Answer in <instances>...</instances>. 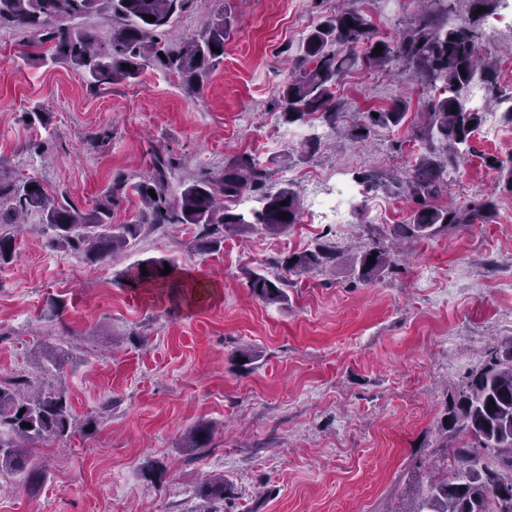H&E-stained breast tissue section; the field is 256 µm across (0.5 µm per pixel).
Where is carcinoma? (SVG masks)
<instances>
[{
    "mask_svg": "<svg viewBox=\"0 0 512 512\" xmlns=\"http://www.w3.org/2000/svg\"><path fill=\"white\" fill-rule=\"evenodd\" d=\"M185 2L0 0V25L39 34L42 43L48 45L46 58L50 62L84 73L92 86L131 81L155 65L178 74L185 90L197 94L224 58L222 49L231 30V17L224 10V0H215V9L202 30L171 47L161 36ZM426 2L411 27L394 40L377 37L371 20L354 8L321 21L305 36L302 54L280 95L286 122L302 124L308 116L318 114L326 125L337 129L343 104L335 99L332 89L360 61L370 66L394 62L434 90L424 103L421 121L414 126L413 138L419 142V150L404 176L391 181L413 203L407 222L392 225L391 237L400 241L425 240L450 226L484 224L496 215V202L488 195L458 208L434 203L448 193V180L464 154L462 147L470 145L484 121V112L467 106L462 93L476 78L492 95L497 86L492 66L482 62L478 54L479 34L474 23L456 18L459 0ZM103 9L112 14L106 40L92 29L71 25ZM147 16L155 17V21L145 20ZM378 45L383 50L376 54ZM213 46L220 52L212 51ZM124 64L129 68H122ZM405 117L404 104L397 103L376 117L370 112L362 114L344 134L364 142L374 128H395ZM175 170L173 159L157 152L151 173L135 184L146 207L142 224H194L200 252L220 247L226 234L263 230L280 235L300 222L301 196L295 184L288 181L278 189L270 187L266 169L250 155L237 157L222 173L202 170L179 181V192L172 198L168 189ZM358 176L361 209L386 183L374 171ZM150 189L156 197H151ZM123 190L124 182L114 183L103 200L84 211L55 201L35 179L0 184V224H15L17 216L36 212L56 248L90 263L104 262L127 250L140 235L141 224L112 223V204ZM246 195L258 206L247 211L234 208ZM282 212L288 217L281 218ZM14 251V236L0 233L1 266L11 261ZM371 256L375 257L373 264L369 263ZM395 257L389 247L376 245L352 255L350 264L358 280L371 283L391 267ZM341 259L340 253L323 244L292 252L280 262V275L249 271V288L265 304L283 305L288 301L287 275L307 274ZM167 266L171 272L160 274ZM177 270L170 259L151 258L128 268L125 278L132 288L159 282L176 286ZM61 367L56 353L46 349L39 364L41 377L19 374L0 380V476L15 477L32 490L39 486L42 472L31 446L65 440L75 430L66 387L48 381ZM490 400L494 405H488ZM441 429L447 442L440 445L434 463L441 476L430 481L405 512H512V340L493 348L489 361L472 371L461 388L448 394ZM461 433L467 442L448 445ZM196 494L209 505L208 512H223L229 487L224 476H210L200 483Z\"/></svg>",
    "mask_w": 512,
    "mask_h": 512,
    "instance_id": "cac0c4a2",
    "label": "carcinoma"
}]
</instances>
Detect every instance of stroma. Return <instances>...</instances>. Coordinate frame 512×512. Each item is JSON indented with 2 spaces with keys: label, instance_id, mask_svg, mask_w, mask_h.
Returning <instances> with one entry per match:
<instances>
[{
  "label": "stroma",
  "instance_id": "stroma-1",
  "mask_svg": "<svg viewBox=\"0 0 512 512\" xmlns=\"http://www.w3.org/2000/svg\"><path fill=\"white\" fill-rule=\"evenodd\" d=\"M224 3L232 19L224 59L198 95L151 66L132 82L89 86L82 72L45 63L27 30L1 27L0 182L33 178L60 203L87 210L122 180L112 221L135 224L134 185L158 151L183 180L251 155L272 186L294 179L305 197L361 171L405 170L428 94L400 70L359 65L338 86L350 113L407 108L404 124L374 129L363 143L320 120L288 124L279 89L321 19L354 8L391 38L420 0ZM214 4L188 0L166 42L197 34ZM478 43L501 97L472 105L496 130L475 134L440 201L464 206L490 194L497 214L406 243L375 282L341 263L291 277L278 307L251 294L247 273H280V260L318 243L344 253L388 242L411 207L393 192L351 211L340 230H317L305 213L285 234L230 236L209 254L195 248V225L147 224L123 258L93 264L52 247L36 214L18 230L0 224L16 243L0 267V378L34 373L36 347L54 349L77 422L96 421L92 434L78 430L35 450L38 491L1 476L0 512H205L195 487L207 474L231 486L224 512H402L435 461L449 392L493 341L512 340V192L489 164L512 155L503 118L512 106V0H498ZM310 134L319 151L295 156ZM315 169L328 178L314 189L299 176ZM149 258L175 260L205 296L174 308L158 289L129 287L125 269ZM50 297L64 301L58 316L44 313ZM244 346L253 361L238 357ZM200 423L210 440L198 450L189 431ZM150 465L162 471L158 483L142 476Z\"/></svg>",
  "mask_w": 512,
  "mask_h": 512
}]
</instances>
